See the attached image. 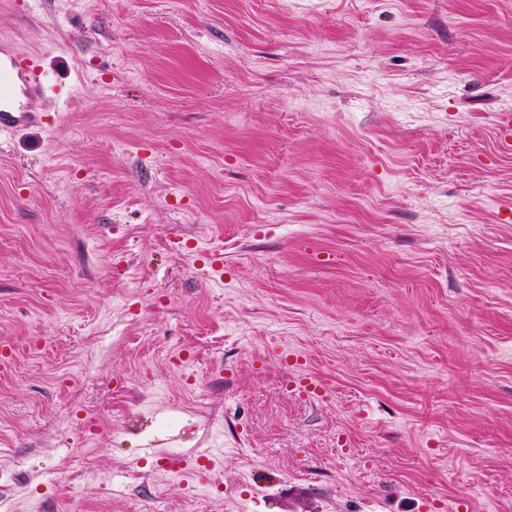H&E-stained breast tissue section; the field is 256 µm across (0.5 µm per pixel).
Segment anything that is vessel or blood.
<instances>
[{
	"label": "vessel or blood",
	"mask_w": 512,
	"mask_h": 512,
	"mask_svg": "<svg viewBox=\"0 0 512 512\" xmlns=\"http://www.w3.org/2000/svg\"><path fill=\"white\" fill-rule=\"evenodd\" d=\"M7 56V63H0V135L22 125L38 123L37 113L17 110L11 105L16 86H23L30 98L41 96L45 90L44 73L31 65L19 53L0 47V56ZM496 147L499 155L512 156V113L502 112L496 118Z\"/></svg>",
	"instance_id": "obj_1"
}]
</instances>
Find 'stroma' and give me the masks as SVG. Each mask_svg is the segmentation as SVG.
<instances>
[{"instance_id": "obj_1", "label": "stroma", "mask_w": 512, "mask_h": 512, "mask_svg": "<svg viewBox=\"0 0 512 512\" xmlns=\"http://www.w3.org/2000/svg\"><path fill=\"white\" fill-rule=\"evenodd\" d=\"M1 42L48 88L0 137V512H512V0H0ZM496 147L501 156H512V113L502 112L496 118Z\"/></svg>"}]
</instances>
